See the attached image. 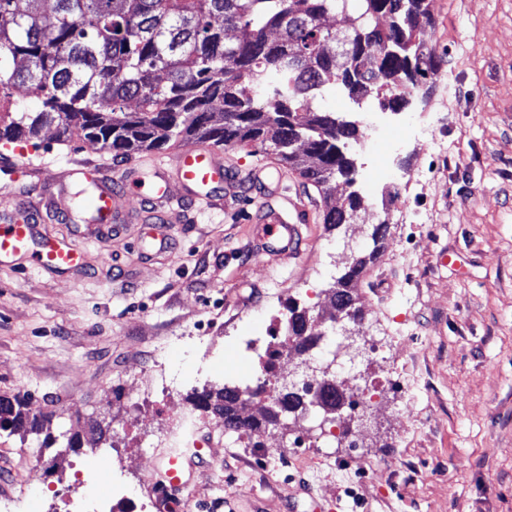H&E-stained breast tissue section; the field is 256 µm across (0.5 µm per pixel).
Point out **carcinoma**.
Masks as SVG:
<instances>
[{
    "label": "carcinoma",
    "mask_w": 512,
    "mask_h": 512,
    "mask_svg": "<svg viewBox=\"0 0 512 512\" xmlns=\"http://www.w3.org/2000/svg\"><path fill=\"white\" fill-rule=\"evenodd\" d=\"M0 0V143L55 128L62 144L78 133L125 159L170 141L213 146L253 142L297 170L318 190L354 185L348 143L358 124L312 102L329 90L355 103L375 100L397 112L414 92L427 98V77L444 70L431 43L427 0ZM345 14L339 35L324 18ZM41 100L31 111L12 88ZM251 90L243 97L242 88ZM363 204L354 190L324 223H347ZM365 265L353 261L334 280L336 313L354 319V288ZM288 348L306 351L318 337L293 305ZM323 403L344 404L334 380L316 381ZM258 387H226L192 397L195 409L224 420V430L276 425L301 405L302 392L278 393L260 418L243 414L242 396ZM29 403L0 396V432H37Z\"/></svg>",
    "instance_id": "cac0c4a2"
}]
</instances>
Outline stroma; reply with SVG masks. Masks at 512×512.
Here are the masks:
<instances>
[{"label":"stroma","instance_id":"1","mask_svg":"<svg viewBox=\"0 0 512 512\" xmlns=\"http://www.w3.org/2000/svg\"><path fill=\"white\" fill-rule=\"evenodd\" d=\"M431 39L448 64L428 100L400 114L366 105L375 133L360 131L350 153L363 205L354 223L328 227L322 193L289 172L285 182L314 210L302 253L252 252L258 231L250 198L222 213L192 210L172 225L171 251L139 257L141 228L82 241L86 266L71 271L0 265V396L27 397L47 413L39 435L0 434V471L23 473L37 454L41 479L16 484L32 512H56L59 495L92 477L108 501L139 486L161 463L150 449L167 429L138 401L143 354L165 347L176 398L252 384L289 302L308 311L322 338L313 366L348 394V437L323 454L295 445L316 413L223 435L186 488L190 512H310L313 500L341 512H512V0H429ZM431 121L440 150L402 144L394 119ZM55 167L108 165L111 153L79 139L8 150ZM387 222L382 249L370 233ZM367 257L356 286L357 352L339 354L329 321L331 287L350 258ZM412 408L413 420L400 412ZM107 434L98 438L91 422ZM78 438L79 448L65 446ZM128 458L113 471V457Z\"/></svg>","mask_w":512,"mask_h":512}]
</instances>
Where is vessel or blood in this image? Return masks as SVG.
<instances>
[{
	"instance_id": "vessel-or-blood-1",
	"label": "vessel or blood",
	"mask_w": 512,
	"mask_h": 512,
	"mask_svg": "<svg viewBox=\"0 0 512 512\" xmlns=\"http://www.w3.org/2000/svg\"><path fill=\"white\" fill-rule=\"evenodd\" d=\"M0 172L13 181L29 177L31 195L30 201L0 220V264L26 257L50 270L76 269L83 265L82 240L106 232L119 233L125 223L142 226L140 254L151 260L166 253L171 242L168 227L176 223L181 208L197 205L211 212L223 210L249 185L258 187L264 197L255 214L261 226L259 253L292 252L300 225L312 220L304 199L282 193L281 182L273 180L266 166L241 171L223 150L202 143L182 147L149 168L136 160L114 169L78 162L59 171L50 184L38 181L36 165L24 159L1 165ZM78 185L91 199L90 208L84 212L72 204V190ZM120 195L137 198L140 210L121 216L116 206ZM275 198L281 199L280 207H271ZM46 211L72 225L71 238L41 232V216ZM201 458L198 452L189 458L168 456L159 477L174 485L185 483Z\"/></svg>"
}]
</instances>
